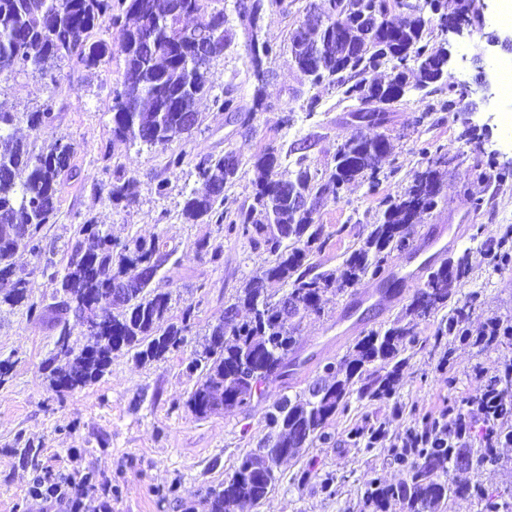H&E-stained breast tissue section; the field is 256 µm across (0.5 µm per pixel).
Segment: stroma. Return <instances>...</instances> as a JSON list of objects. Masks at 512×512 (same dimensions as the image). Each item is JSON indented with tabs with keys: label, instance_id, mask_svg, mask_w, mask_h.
Masks as SVG:
<instances>
[{
	"label": "stroma",
	"instance_id": "obj_1",
	"mask_svg": "<svg viewBox=\"0 0 512 512\" xmlns=\"http://www.w3.org/2000/svg\"><path fill=\"white\" fill-rule=\"evenodd\" d=\"M308 2L284 0L263 20L264 37L281 46L282 52L264 89L265 106L257 110L233 0H222L235 35L223 56L211 64L212 92L219 95L233 88L243 112L252 119L249 127H241L216 115L210 100H202L198 105L201 126L173 144L186 153L179 168L167 167L165 154L157 148L113 139V98L124 70L120 54L96 68L62 61L48 76L31 67L0 79V107L13 113L16 137L31 138L27 113L48 105L57 121L45 142L57 137L75 148V176L61 193L53 222L41 231L44 242L54 249L52 268H45L24 250L14 258L27 273L29 293L41 308L31 313L23 306L0 307V361L11 366L0 382V512H29V488L36 474L72 471L87 476L90 497L106 505L107 512H205L208 491L223 483L238 458L256 448L264 436L266 401L205 417L195 415L187 405L198 380L187 368L198 357L205 330L244 280L269 260L264 250L234 237L224 241L223 266L215 268L201 260L196 242L216 228L184 223L181 208L185 194L198 185L194 165L202 155L245 144L254 153L274 150L287 165L290 150L301 145L312 168L323 170L333 166L337 148L351 134L386 133L391 152L381 163L385 178L378 190L370 191L367 182L358 180L347 186L340 199L325 200L317 207L315 221L323 225L327 242L312 263L322 271H339L381 216L383 199L400 193L425 168L423 148L439 151L451 160L440 177V202L421 213L413 229L456 225L458 241L447 257L468 259L469 273L453 299L461 303L468 296L476 298L467 323L471 336L480 335L488 318L512 321V268L497 267L489 247L512 225V176L492 175L488 165L492 159L501 167L512 160V145L505 143L498 120L497 98L476 90L458 110L435 112L431 106L436 96L411 88L381 129L352 121L331 91L323 93L314 112H307L309 84L284 47L293 21ZM450 51L452 73L460 84L469 86L474 85L479 69L490 68L494 59L508 55L477 35L453 41ZM116 174L137 180L136 205L123 209L94 199V185ZM161 179L169 184L163 198L155 193ZM476 201L482 204L478 214L463 220L465 210ZM89 219L120 242L134 236L159 237L175 246L161 270L172 294L171 314L180 316L193 303L197 317L185 345L165 359L142 363L133 352H116L98 382L59 392L42 369L58 334L51 274L63 270L68 245L78 239L81 225ZM373 284V279L365 278L347 294L326 295L322 313L302 320L297 333L298 365L287 383L291 393L303 391L327 362L349 357L360 336L390 324L415 292L414 287H402L399 300L384 312L357 310L359 324L348 330L339 320L340 313ZM448 313L444 307L418 320L419 345L408 350L407 365L391 399L367 403L350 398L347 409L329 425L330 444L282 459L266 498L245 505L242 512H360L364 483L371 475L388 483L404 478L403 468L391 456L398 438L423 417L438 415L452 403L467 414L471 434L482 436L487 423L476 410L477 399L487 377L512 361V342L485 349L457 347L450 367H442L443 349L427 348L425 342L433 338ZM379 424L385 433L372 448L350 442L353 428ZM27 447L33 449L35 459L23 456ZM305 470L311 479L302 485L298 477ZM326 481L333 493L323 490Z\"/></svg>",
	"mask_w": 512,
	"mask_h": 512
}]
</instances>
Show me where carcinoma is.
Listing matches in <instances>:
<instances>
[{
    "label": "carcinoma",
    "mask_w": 512,
    "mask_h": 512,
    "mask_svg": "<svg viewBox=\"0 0 512 512\" xmlns=\"http://www.w3.org/2000/svg\"><path fill=\"white\" fill-rule=\"evenodd\" d=\"M213 0H0V76L29 65L46 68L58 60H71L87 68L112 60V44L87 41L81 33L104 23L120 28L118 52L124 58L121 90L112 107V136L120 141L140 142L167 153V166L184 164L186 153L171 148L189 137L202 123L198 102L212 97L217 112L247 125L251 116L242 114L233 90L211 95V62L232 42L222 9L209 8ZM233 5L243 28L244 47L255 81L254 103L263 100L270 64L279 55L262 34L266 12L280 0H256L251 6ZM438 24L450 18L464 24L477 22L474 0H320L309 6L288 35L287 50L298 71L315 90L306 101L307 111L319 105L321 93L333 90L347 103L351 116L360 123L382 126L405 95L407 80L414 78L420 89L436 94L448 91V99L430 106L444 112L457 105L454 84L440 67L444 44L433 43L427 14ZM390 69L387 78L378 74ZM51 108L27 115V124L39 137L54 128ZM14 118L0 111V305L26 304L33 312L38 303L29 299L26 276L17 270L14 257L19 249L41 261L51 253L40 231L56 214L57 203L67 181L73 177L74 146L61 139L49 149L36 141L17 138L9 132ZM389 152L384 134L368 138L353 134L340 145L335 164L313 171L302 154L294 170L281 174L280 157L265 150L249 157L258 177L252 203L233 206L226 188L238 178L242 154L235 150L207 154L195 164L199 187L185 195L181 217L187 224H212L217 236L197 241L202 258L214 267L224 265V238L243 237L270 256L269 265L247 280L224 312H234L231 326L219 317L209 325L202 350L201 378L188 400L192 412L207 416L214 412L216 395L236 407L255 399H270L266 415L268 432L257 448L243 455L247 467L236 469L239 479L230 486L220 484L208 493V512H236L243 502L259 503L275 481L279 459L295 456L318 441L331 440L330 419L345 410L351 395L361 401L390 398L406 363L403 354L417 342V320L448 305L453 287L468 273L466 259L429 269L424 287L418 289L404 315L389 325L359 338L352 356L328 362L307 389L294 396L280 393L269 397L265 386L292 374L298 349L297 331L303 318L321 314L324 297L343 294L362 278L381 276L393 254L409 248L416 216L438 204L439 172L445 160L436 154L427 167L395 197L384 200L385 209L362 245L345 260L341 277L330 271L315 272L311 258L326 244L323 225L315 223L316 205L340 199L345 186L362 178L370 189L380 183V162ZM93 195L113 204L130 207L138 201L137 182L120 176L93 188ZM311 199L313 207L299 209L294 197ZM67 249L62 276H52L60 296L58 337L54 354L45 360L51 385L59 391L86 387L101 378L112 353L135 350L140 361L162 360L186 341L195 320V306H185L178 318L170 315L171 293L156 277L175 252L157 237H133L122 243L112 240L99 225L86 221ZM137 271L136 288L120 304L110 301L116 281ZM285 287L292 310L283 315L282 300L272 301L266 285ZM77 297L84 305H96L95 332L75 348L74 330L80 328L84 310L72 307ZM475 296L450 310L445 324L434 335V346L448 338L447 356L454 345L492 347L500 337L512 339V329L488 320L489 330L476 339L465 322ZM65 367H54L58 359ZM502 428L494 442L456 444L440 440L436 421L425 418L411 429V448L392 449L393 460L406 469L397 484H383L376 476L365 487L361 512H388L391 504L401 512H439L448 498L474 499L482 512H500L498 496L478 482H458L456 471L504 466L494 443L512 442V406L495 408ZM382 429H353L349 437L358 444L373 440Z\"/></svg>",
    "instance_id": "1"
}]
</instances>
